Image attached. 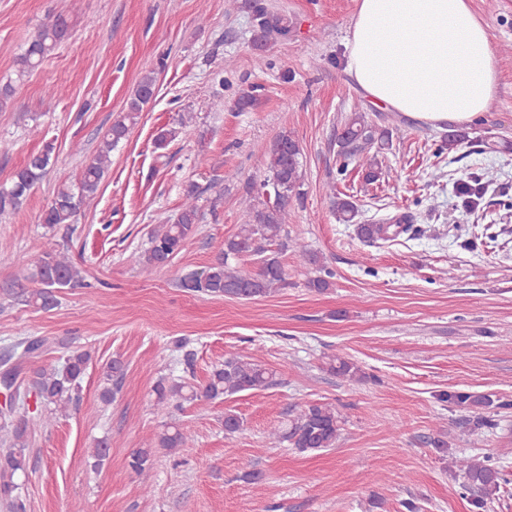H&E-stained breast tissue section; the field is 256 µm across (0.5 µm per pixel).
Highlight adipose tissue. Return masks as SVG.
<instances>
[{
	"mask_svg": "<svg viewBox=\"0 0 512 512\" xmlns=\"http://www.w3.org/2000/svg\"><path fill=\"white\" fill-rule=\"evenodd\" d=\"M344 58L373 103L436 129L472 123L498 84L470 0H357Z\"/></svg>",
	"mask_w": 512,
	"mask_h": 512,
	"instance_id": "obj_1",
	"label": "adipose tissue"
}]
</instances>
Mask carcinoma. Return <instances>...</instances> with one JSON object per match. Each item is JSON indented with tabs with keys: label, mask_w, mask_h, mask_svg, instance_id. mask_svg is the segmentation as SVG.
<instances>
[{
	"label": "carcinoma",
	"mask_w": 512,
	"mask_h": 512,
	"mask_svg": "<svg viewBox=\"0 0 512 512\" xmlns=\"http://www.w3.org/2000/svg\"><path fill=\"white\" fill-rule=\"evenodd\" d=\"M227 6L244 8L251 14L256 37V63L266 64L265 52L272 40H286L292 33V21L288 16L268 9L263 0H227ZM72 35L71 24L63 15H55L43 24L29 42L25 52L18 58L19 75L38 68L51 56L59 45ZM157 76L153 72L144 74L127 109L116 119L102 136L96 154L86 163L78 178L58 185L54 197L41 215V223L48 229L58 224H72L81 209L97 193L110 160L112 149L126 137L135 125L144 108L154 99ZM389 144V132L369 121L367 113L356 110L347 117L342 135L338 139L339 174H344L352 161L363 162L362 176L371 184L384 175L379 154ZM53 147L46 145L38 153L28 156L25 164L12 177L0 183V216L17 211L31 191L46 177L52 158ZM493 174L457 184L458 193L464 197L468 211L475 212L484 203ZM304 172L302 148L290 133L279 135L266 149V171L260 184L252 183L246 193L245 223L239 225L232 236L224 240L214 262L206 270L191 272L180 278L179 286L193 293L214 297H235L255 300L278 293L288 287V270L281 254L290 249L308 271L306 286L323 292L333 286L334 272L320 263L317 253L310 251L298 241H283L285 225L291 217L290 202L303 196ZM330 196L337 219L344 224H353L359 210L351 197L336 192L329 186ZM201 211L197 205L194 189L187 191L181 209L165 223L156 225L150 232L149 247L138 256V263L156 269L168 265L186 246L198 230ZM407 217L392 224H360L358 233L366 241L385 240L410 230L405 223ZM249 254L257 257V267L233 266L229 259ZM25 281L39 283L37 288H26L15 282L13 287L21 289L20 296L27 306L49 311L58 305L57 292L84 284L83 269L74 264L66 252L50 246L41 252L28 267ZM46 344L40 337H25L12 345L4 362H21L37 356ZM65 356L57 366L39 367L33 371L30 384H16L15 369L3 371L7 387L12 389L11 398L16 408L22 410L17 416L3 415L0 421V441L8 449L0 455V504L7 512H26L21 496L20 475L26 472L29 434L42 416H64L77 404L85 371L92 359L88 350L73 349L66 339L58 341ZM327 370L344 379L360 382L365 378L361 369L353 362L333 357ZM125 377V365L116 357L106 366L105 386L101 392L103 401L109 403L114 397L112 388H120ZM276 384V372L249 356H230L211 370L207 380L195 384L187 379L157 382L155 410L162 417L170 416V408L199 398L217 399L245 391L265 390ZM270 436L286 441L300 452L333 448L340 438V417L336 409L327 403L304 405L285 425L275 426ZM161 448L175 450L186 447L191 435L174 422L164 424L157 437ZM152 444L138 449L131 456L130 468L141 480L144 491L151 488ZM109 445L105 438L96 440L89 451L91 466L99 468L108 457ZM452 467L461 473L467 488L485 496L500 488L504 481L503 470L491 463V457H459Z\"/></svg>",
	"instance_id": "carcinoma-1"
}]
</instances>
